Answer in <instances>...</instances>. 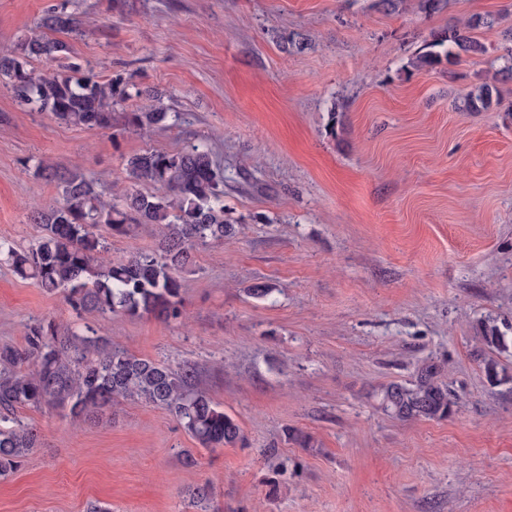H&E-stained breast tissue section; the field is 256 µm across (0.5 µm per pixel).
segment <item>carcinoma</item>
Masks as SVG:
<instances>
[{
    "instance_id": "carcinoma-1",
    "label": "carcinoma",
    "mask_w": 512,
    "mask_h": 512,
    "mask_svg": "<svg viewBox=\"0 0 512 512\" xmlns=\"http://www.w3.org/2000/svg\"><path fill=\"white\" fill-rule=\"evenodd\" d=\"M496 23L476 15L431 35L411 64L415 68L453 65L462 56L484 55L487 48L475 30ZM52 32L72 33L76 19L54 11L43 20ZM66 50L60 40L32 38L21 52L0 51V83L25 103L38 102L60 122L88 128H112V110L124 100L112 82L71 74H36L27 60L51 57ZM492 82L471 87L463 96L467 112H485L500 105ZM167 113L129 112L127 125L142 136L162 126ZM36 174L61 189L62 201L34 215L40 235L28 246L0 241V258L22 279H32L47 293H61L76 311L106 317L153 315L163 320L182 317L181 273L192 265L199 244L222 242L235 233L224 218V176L209 149L188 145L176 153L144 151L126 159V185L106 199L79 169L64 172L41 159ZM147 186L151 191L144 192ZM139 229L155 240L150 253L112 258L108 238L126 237ZM488 347L506 352V336L494 322L479 325ZM189 365L173 368L138 357L103 336L78 335L54 322L27 328L25 345L0 346V477L14 473L39 447L36 431L18 416L24 408L52 406L73 418L141 401L167 411L202 447H236L245 443L237 420L194 385ZM379 406L403 420L448 417L454 402L438 368H420L413 384L392 382L381 388ZM198 512H209L211 489L191 493Z\"/></svg>"
}]
</instances>
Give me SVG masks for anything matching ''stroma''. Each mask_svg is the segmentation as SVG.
<instances>
[{"mask_svg": "<svg viewBox=\"0 0 512 512\" xmlns=\"http://www.w3.org/2000/svg\"><path fill=\"white\" fill-rule=\"evenodd\" d=\"M81 23L35 72L80 67L127 93L112 128L57 122L0 86V240L28 245L33 211L59 203L38 158L79 168L99 191L136 152L202 144L224 175V242L197 246L182 319L76 312L0 265V346L28 325L95 329L172 367L240 424L245 446L202 448L166 411L129 401L91 420L20 410L41 444L0 477V512H512V81L486 112L461 97L500 66L512 0H0V49ZM497 19L488 52L453 72L410 61L456 19ZM167 112L143 138L122 113ZM265 282L272 297L248 288ZM496 361L497 378L485 364ZM434 364L455 400L403 422L382 386ZM297 429L307 448L285 436ZM190 449L194 465L181 452ZM480 339L488 347L506 352L509 350V344L506 336L500 331L493 321L486 320L479 325Z\"/></svg>", "mask_w": 512, "mask_h": 512, "instance_id": "obj_1", "label": "stroma"}]
</instances>
